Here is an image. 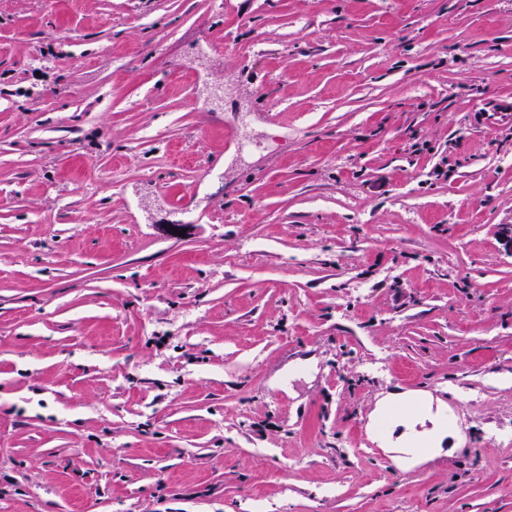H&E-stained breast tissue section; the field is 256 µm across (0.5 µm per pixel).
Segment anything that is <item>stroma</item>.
Instances as JSON below:
<instances>
[{"label": "stroma", "mask_w": 512, "mask_h": 512, "mask_svg": "<svg viewBox=\"0 0 512 512\" xmlns=\"http://www.w3.org/2000/svg\"><path fill=\"white\" fill-rule=\"evenodd\" d=\"M511 231L512 0H0V512H512ZM405 407L402 410L403 417L408 421H416L424 424L428 419L434 425L435 440L441 443L445 436L454 439L456 442L460 440V431L458 427L451 421L445 422V408L443 404H439L435 415L430 413V410L425 414H416L414 406L410 405V401L406 398H395L379 407V410L393 409L395 407Z\"/></svg>", "instance_id": "1"}]
</instances>
